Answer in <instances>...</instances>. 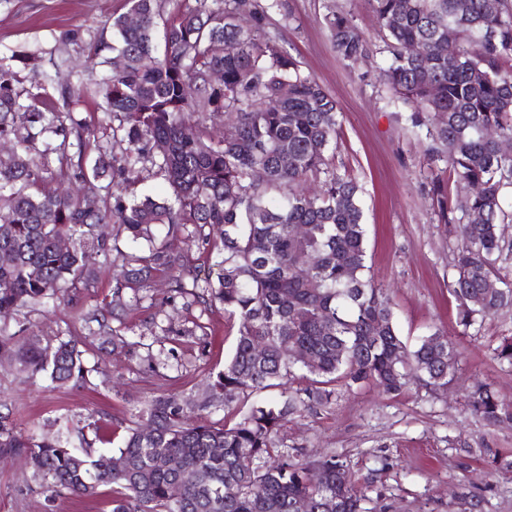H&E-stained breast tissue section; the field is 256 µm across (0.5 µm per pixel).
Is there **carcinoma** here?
<instances>
[{
	"label": "carcinoma",
	"mask_w": 512,
	"mask_h": 512,
	"mask_svg": "<svg viewBox=\"0 0 512 512\" xmlns=\"http://www.w3.org/2000/svg\"><path fill=\"white\" fill-rule=\"evenodd\" d=\"M389 64L381 72L392 100L432 127L431 152L467 189L452 197L435 177L430 196L438 221L461 230L469 245L453 259L451 293L462 332L512 309V279L500 273L512 243L505 238L502 190L512 184V0H369ZM112 20L115 41L97 83L112 118V144L95 145L94 163L76 162L69 140L85 146L76 111L83 88L55 68L42 94L17 88L12 64L0 60V138L15 139L0 157V313L64 301L96 274L85 248H109L104 229L124 235L117 252L112 314L139 300L154 270L170 273L175 291L197 302L217 300L238 323L224 369L208 377L203 396L163 391L146 401L116 451L76 452L61 439L22 438L0 424V458L25 456L52 495L89 497L112 491V512H361L360 492L332 450L300 463L280 451L289 417L331 402L336 387L365 384L398 396L413 380L448 385L460 356L434 332L412 350L398 334L392 302L368 277L361 188L336 173L329 152L341 123L336 100L265 30L269 0H192L154 32L160 0H127ZM138 24L132 26L128 17ZM326 22L336 52L348 62L369 42L347 14ZM455 38L448 41V30ZM238 49L224 53V43ZM213 72L221 81H211ZM224 123L216 138L211 124ZM493 127L498 139L484 130ZM161 144L165 151L156 150ZM160 178L170 197L135 193L133 175ZM77 183L59 197L49 178ZM194 225V240L217 254L216 277L186 282L181 256L156 245L155 228L172 238ZM302 228L297 233L295 228ZM72 240L61 251L60 237ZM0 327V353L20 372L48 375L59 387L86 382L82 351L57 337L19 346ZM302 349L309 359H296ZM298 380L307 381L296 387ZM280 388L276 400L261 394ZM222 402L234 422H208L201 412ZM474 408L493 424L511 421L512 403L480 390ZM150 424L152 434L141 428ZM179 461L178 467L170 461ZM325 480L315 487L310 473ZM182 487L171 499L169 488Z\"/></svg>",
	"instance_id": "1"
}]
</instances>
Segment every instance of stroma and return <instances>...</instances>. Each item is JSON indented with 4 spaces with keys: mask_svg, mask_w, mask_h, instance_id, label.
<instances>
[{
    "mask_svg": "<svg viewBox=\"0 0 512 512\" xmlns=\"http://www.w3.org/2000/svg\"><path fill=\"white\" fill-rule=\"evenodd\" d=\"M282 2L266 27L338 103L332 164L363 188L370 274L392 298L400 336L412 346L439 330L460 351L448 386H414L397 396L369 386L340 391L330 405L289 420L279 436L283 448L300 461L335 450L365 495L364 512H512V423L490 425L470 405L478 385L512 402V366L493 357L512 336V311L466 332L456 323L452 257L466 241L434 214L429 183L445 164L429 157L426 127L413 124L410 108L394 103L380 81L389 56L368 0ZM332 8L371 38L368 59L352 65L338 55L325 22ZM127 9L126 0H0V58L40 50L37 69L19 71L29 91L62 62L94 85L104 71L86 69V57L111 42V21ZM87 261L99 271L92 287L10 323L24 337L75 340L90 370L87 383L26 382L17 361L0 355V416L15 432L40 438L91 416L102 425L93 448L112 450L122 446L132 412L153 395L200 394L207 377L223 370L237 325L222 305L179 295L159 271L122 319L127 347L112 354L93 318L112 299V270L103 253L89 251ZM111 497L105 489L93 498L63 493L51 500L26 458L0 463V512H111Z\"/></svg>",
    "mask_w": 512,
    "mask_h": 512,
    "instance_id": "1",
    "label": "stroma"
}]
</instances>
